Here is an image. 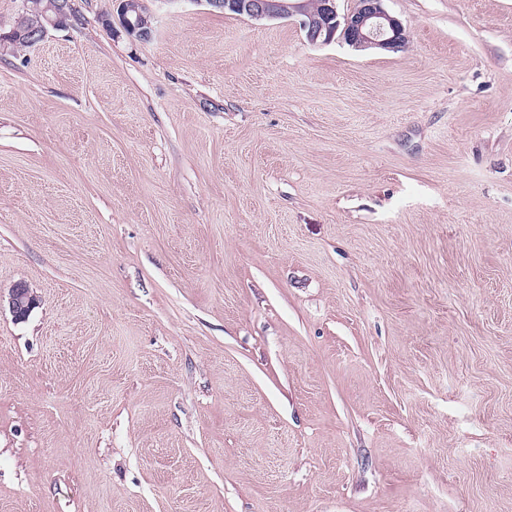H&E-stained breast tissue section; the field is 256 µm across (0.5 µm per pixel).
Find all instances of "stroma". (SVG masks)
I'll return each mask as SVG.
<instances>
[{
    "instance_id": "1",
    "label": "stroma",
    "mask_w": 512,
    "mask_h": 512,
    "mask_svg": "<svg viewBox=\"0 0 512 512\" xmlns=\"http://www.w3.org/2000/svg\"><path fill=\"white\" fill-rule=\"evenodd\" d=\"M74 6L0 49V512H512V0ZM123 25L126 31L142 41H149L154 34V16L146 2L172 4L182 0H120ZM307 1L198 0L213 10L234 11L256 20L296 18L313 45L330 43L339 30L345 42L357 49H396L404 43L403 25L383 9V0H359L356 9L343 16L337 0H322L318 13L307 8ZM37 305V298L23 282L12 286L9 293V306L15 321H24Z\"/></svg>"
}]
</instances>
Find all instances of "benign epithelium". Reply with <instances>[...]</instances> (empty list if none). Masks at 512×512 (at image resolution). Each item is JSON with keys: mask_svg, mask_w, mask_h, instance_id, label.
Wrapping results in <instances>:
<instances>
[{"mask_svg": "<svg viewBox=\"0 0 512 512\" xmlns=\"http://www.w3.org/2000/svg\"><path fill=\"white\" fill-rule=\"evenodd\" d=\"M123 25L126 31L142 41H149L154 34V16L146 5L147 0H120ZM213 10L234 11L252 19L295 18L305 32L309 43L328 44L339 34L345 42L357 49H396L404 43L402 23L388 14L382 0H358L354 11L340 15L337 0H321L317 13L307 8V0H195ZM74 11L71 0H19V9L11 33L5 40L13 42L17 34L31 45H37L49 30H60L69 25ZM33 17L40 22L33 26ZM37 305V298L23 282L12 286L9 306L17 321L25 320Z\"/></svg>", "mask_w": 512, "mask_h": 512, "instance_id": "1", "label": "benign epithelium"}]
</instances>
